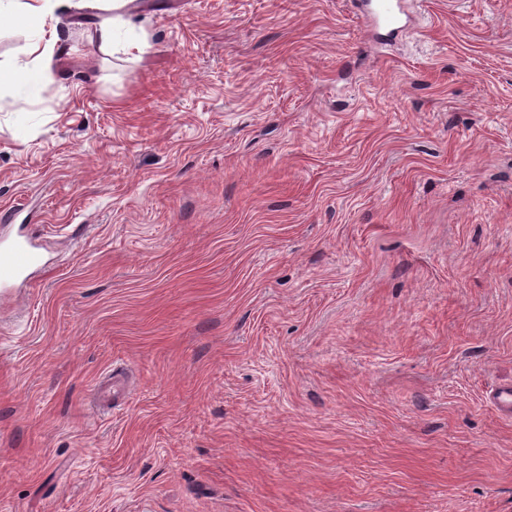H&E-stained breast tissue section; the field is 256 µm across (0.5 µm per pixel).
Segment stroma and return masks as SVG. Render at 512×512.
I'll return each instance as SVG.
<instances>
[{"label": "stroma", "mask_w": 512, "mask_h": 512, "mask_svg": "<svg viewBox=\"0 0 512 512\" xmlns=\"http://www.w3.org/2000/svg\"><path fill=\"white\" fill-rule=\"evenodd\" d=\"M354 4L61 10L0 99V512H512V0ZM377 27L388 30L387 35L402 28V12L399 0H368L359 2ZM0 242V286L8 288L24 282L34 271L44 266L39 249L29 240H14L6 246Z\"/></svg>", "instance_id": "35a3bbf8"}]
</instances>
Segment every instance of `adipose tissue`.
Returning <instances> with one entry per match:
<instances>
[{"mask_svg": "<svg viewBox=\"0 0 512 512\" xmlns=\"http://www.w3.org/2000/svg\"><path fill=\"white\" fill-rule=\"evenodd\" d=\"M59 0H0V24L30 29L31 38L21 57L0 63V92L29 93L35 80L53 63L57 43L56 8Z\"/></svg>", "mask_w": 512, "mask_h": 512, "instance_id": "adipose-tissue-1", "label": "adipose tissue"}]
</instances>
